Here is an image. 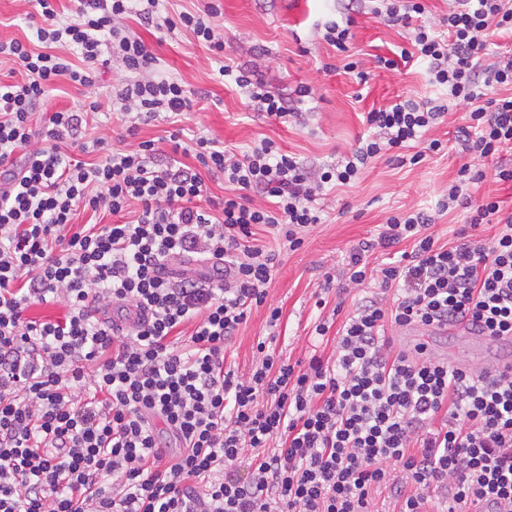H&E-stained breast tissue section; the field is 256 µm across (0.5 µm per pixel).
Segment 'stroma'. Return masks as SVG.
I'll return each instance as SVG.
<instances>
[{
	"instance_id": "stroma-1",
	"label": "stroma",
	"mask_w": 512,
	"mask_h": 512,
	"mask_svg": "<svg viewBox=\"0 0 512 512\" xmlns=\"http://www.w3.org/2000/svg\"><path fill=\"white\" fill-rule=\"evenodd\" d=\"M371 7L370 0H221L217 22L224 32L228 58L248 64L273 92L289 93L301 84L313 89V112L282 122L247 110L236 90L219 83L215 55L191 32L181 31L161 42L136 17H128L127 29L142 35L154 51V76L176 79L198 93L194 112L174 122L160 117L141 124L137 138H163L178 126L189 134L215 137L238 151L268 138L283 152L316 166L347 154L366 130L365 112L400 95L431 93L426 69L416 62L395 70L372 69L363 85L340 69V56L322 34L327 22L344 15L355 21V52L388 57L397 47L407 46L405 29L379 23ZM38 10L36 0H0V41L36 43L41 23ZM122 76V69L114 65L103 70L92 86L61 81L47 109L87 112L88 138L102 137L111 147L129 148L133 138L108 106L112 85ZM94 100L101 102L100 111H89L88 104ZM461 163L453 150L416 166L382 158L359 183L328 191L322 201L324 224L307 236L301 249L283 255L271 286L269 301L282 309L281 325L274 332L284 356L305 363L313 353L331 354L332 345L322 343L314 333L320 314L315 300L325 274H338L352 247L376 235L391 213L434 207ZM269 332L264 312L252 314L227 348L226 363L247 368L258 337Z\"/></svg>"
}]
</instances>
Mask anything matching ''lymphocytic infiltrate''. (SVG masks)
Here are the masks:
<instances>
[{"instance_id":"1","label":"lymphocytic infiltrate","mask_w":512,"mask_h":512,"mask_svg":"<svg viewBox=\"0 0 512 512\" xmlns=\"http://www.w3.org/2000/svg\"><path fill=\"white\" fill-rule=\"evenodd\" d=\"M159 2L78 0L64 21L37 0L41 50L0 42V56L25 71L0 84V512H483L512 501V372L452 367L421 346L397 352L392 338L457 324L512 336V211L479 193L487 180L512 182V95L502 93L512 54L494 49L512 37V0H448L435 26L426 0H375L374 17L410 41L377 65L421 60L438 95L370 110L366 137L316 169L269 139L237 153L179 129L169 148L144 140L107 153L103 139L86 142L78 112L50 113L34 140L33 119L60 78L89 86L115 62L125 76L112 102L128 135L193 110L187 85L150 77L155 55L122 22L137 17L166 37L188 30L220 54L221 6L164 16ZM217 75L270 118L313 96L306 85L290 98L271 93L239 65ZM461 103L456 137L468 162L436 212L390 215L377 238L351 249L346 288L372 273L379 290L342 326L318 322L332 354L301 369L268 337L248 370L225 367L253 311L278 327L282 309L268 299L280 256L322 223L326 186L357 181L385 156L415 166L442 152L430 132ZM66 139L104 156L75 159ZM208 175L223 177L221 200H205ZM132 205L137 216L125 220ZM103 209L115 222L74 221ZM451 211L463 222L447 246L432 226ZM486 224L493 233L480 236ZM259 226L276 248L257 243ZM402 242L409 250L369 269L366 253ZM185 256L211 263L213 278L173 275L171 260ZM48 302L64 317H28Z\"/></svg>"}]
</instances>
